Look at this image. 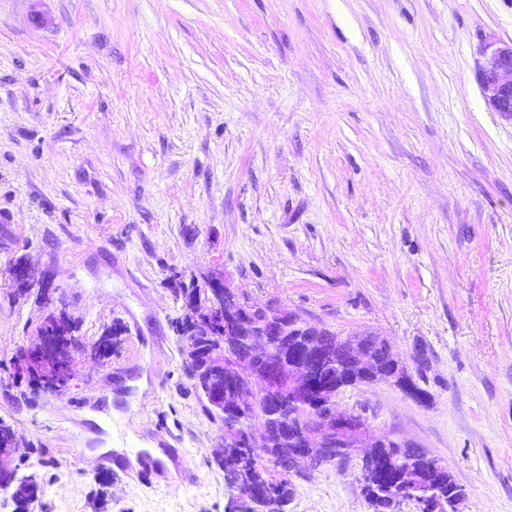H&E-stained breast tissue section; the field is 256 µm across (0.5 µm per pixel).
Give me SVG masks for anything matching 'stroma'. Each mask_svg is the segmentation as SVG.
Here are the masks:
<instances>
[{"mask_svg":"<svg viewBox=\"0 0 512 512\" xmlns=\"http://www.w3.org/2000/svg\"><path fill=\"white\" fill-rule=\"evenodd\" d=\"M511 42L512 0H0V423L33 448L0 466L34 476L28 512H226L177 331L176 288L213 276L384 336L426 398L337 410L447 465L458 512H512V120L478 77ZM59 312L70 386L22 400L16 354ZM94 409L183 472L102 471ZM359 477L300 470L286 512H373Z\"/></svg>","mask_w":512,"mask_h":512,"instance_id":"stroma-1","label":"stroma"}]
</instances>
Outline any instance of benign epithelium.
<instances>
[{
	"label": "benign epithelium",
	"mask_w": 512,
	"mask_h": 512,
	"mask_svg": "<svg viewBox=\"0 0 512 512\" xmlns=\"http://www.w3.org/2000/svg\"><path fill=\"white\" fill-rule=\"evenodd\" d=\"M490 52L479 69V82L493 109L512 119V44L489 45ZM207 300L202 302L195 289L184 290L189 306L188 324L194 332L210 338L224 337V347L193 346L190 364L207 372L205 394L209 404L224 411V400H229L240 414L253 415L284 403L288 406V431L285 436L298 437L301 447L295 459H306L317 464L312 456L310 437L317 434L321 448H346L350 455L360 454L362 440L369 439V447L382 445L404 449L406 444L386 434L368 431L362 415L352 411L340 415L333 407L341 386L334 382L336 352L322 336L333 331L326 327L300 322L284 309L273 305L255 306L247 299L230 291L224 280L215 277L205 285ZM277 318L283 326L282 336L300 334L303 345L314 353V363L307 368L285 365L273 350L270 332L264 319ZM78 345L69 321L54 318L53 329L38 332V341L20 355L22 369L31 386L58 391L69 386L70 363H52L50 358L62 344ZM336 346L348 353L358 368L370 364L365 343L352 337H336ZM270 432L259 418L241 430H224L226 448H264ZM229 486L242 493L246 503L231 504L228 512H283V503L268 494L244 475H230Z\"/></svg>",
	"instance_id": "7a95c632"
}]
</instances>
